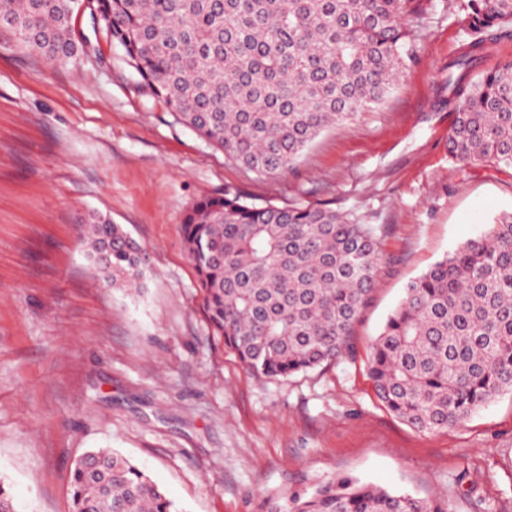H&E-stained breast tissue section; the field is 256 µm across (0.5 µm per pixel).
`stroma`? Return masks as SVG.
Segmentation results:
<instances>
[{
    "instance_id": "1",
    "label": "stroma",
    "mask_w": 512,
    "mask_h": 512,
    "mask_svg": "<svg viewBox=\"0 0 512 512\" xmlns=\"http://www.w3.org/2000/svg\"><path fill=\"white\" fill-rule=\"evenodd\" d=\"M462 0L406 19L414 56L386 101L259 177L146 93L89 12L77 65L0 29V483L18 512H71L76 458L112 448L178 512H268L353 475L453 512H512V394L423 433L378 399L369 347L405 285L512 212V168L448 155L443 90L467 33ZM321 203L384 228L355 357L289 378L248 375L213 333L182 241L200 199ZM109 216L149 261L140 292L106 286L81 230Z\"/></svg>"
}]
</instances>
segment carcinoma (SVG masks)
<instances>
[{"label":"carcinoma","mask_w":512,"mask_h":512,"mask_svg":"<svg viewBox=\"0 0 512 512\" xmlns=\"http://www.w3.org/2000/svg\"><path fill=\"white\" fill-rule=\"evenodd\" d=\"M427 0H84L140 82L186 127L259 177L291 169L326 128L381 105L411 59L404 18ZM79 0H0V19L54 64L79 51ZM469 32L448 64L449 156L512 168V63L471 71L512 27V0H464ZM182 235L216 334L246 373L291 377L355 355L352 329L380 261L378 227L321 204H258L227 188L187 212ZM83 242L114 288H135L146 254L90 215ZM376 393L419 432L464 423L512 393V213L411 280L372 344ZM71 512H177L116 451L71 472ZM268 512H451L342 476Z\"/></svg>","instance_id":"1"}]
</instances>
